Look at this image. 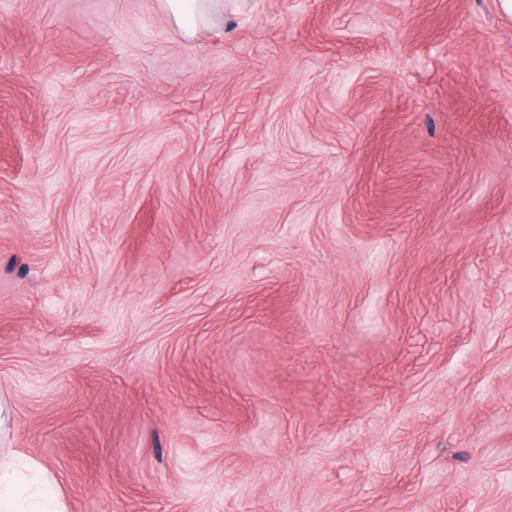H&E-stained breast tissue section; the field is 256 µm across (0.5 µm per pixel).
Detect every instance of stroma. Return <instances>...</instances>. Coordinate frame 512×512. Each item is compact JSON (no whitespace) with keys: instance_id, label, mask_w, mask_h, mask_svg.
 I'll return each mask as SVG.
<instances>
[{"instance_id":"stroma-1","label":"stroma","mask_w":512,"mask_h":512,"mask_svg":"<svg viewBox=\"0 0 512 512\" xmlns=\"http://www.w3.org/2000/svg\"><path fill=\"white\" fill-rule=\"evenodd\" d=\"M0 0V398L65 512H512L499 0ZM163 2L168 13L189 35L196 32L205 10L212 13L223 7L222 0H165Z\"/></svg>"}]
</instances>
